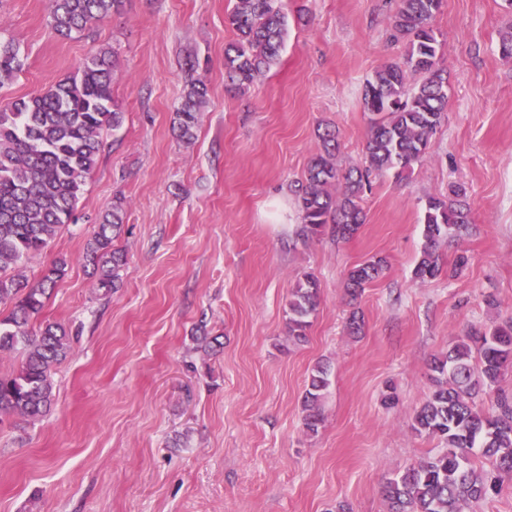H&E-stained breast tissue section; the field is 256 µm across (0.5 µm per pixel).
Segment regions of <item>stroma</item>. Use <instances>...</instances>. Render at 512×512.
I'll use <instances>...</instances> for the list:
<instances>
[{"label": "stroma", "instance_id": "35a3bbf8", "mask_svg": "<svg viewBox=\"0 0 512 512\" xmlns=\"http://www.w3.org/2000/svg\"><path fill=\"white\" fill-rule=\"evenodd\" d=\"M233 0H125L89 33L57 37L48 0H0V37L23 70L0 108L118 53L112 98L125 119L105 131L74 221L23 272L53 259L65 276L39 315L72 338L38 420L0 417V512H388L385 482L435 454L412 431L450 341L512 318V59L500 33L512 0H443L435 26L448 70L446 118L410 176L373 178L366 221L348 240L301 234L295 189L340 131L341 167L364 160L367 79L403 54L390 0H283L285 47L243 95L224 85ZM208 102L193 143L173 131L189 78ZM461 186L470 230L440 248L444 275L412 270L427 198ZM122 203L118 288L103 294L82 255L101 216ZM470 262L448 276L460 251ZM381 257L358 298L348 271ZM316 274L320 306L304 342L288 336V301ZM495 306H487L486 297ZM364 319L349 334L351 313ZM222 336L220 353L200 336ZM328 370L317 433L303 424L311 370ZM394 387L398 402L381 398Z\"/></svg>", "mask_w": 512, "mask_h": 512}]
</instances>
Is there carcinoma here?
I'll list each match as a JSON object with an SVG mask.
<instances>
[{
  "instance_id": "obj_1",
  "label": "carcinoma",
  "mask_w": 512,
  "mask_h": 512,
  "mask_svg": "<svg viewBox=\"0 0 512 512\" xmlns=\"http://www.w3.org/2000/svg\"><path fill=\"white\" fill-rule=\"evenodd\" d=\"M123 0H50L54 31L65 38L81 35L120 13ZM442 0H397L393 37L406 44L397 60L377 68L366 81L363 103L371 130L365 165L340 169L336 164L339 131L325 127L298 189L303 231L308 237L331 231L352 238L365 223L361 205L371 176L405 177L428 153L445 119L448 76L440 65L441 42L433 22ZM226 20L235 38L224 48V82L244 93L279 59L286 31L280 0H234ZM117 53L99 50L78 71L45 92L20 98L0 109V351L21 347L20 369L0 377V415L37 419L54 401L52 369L71 353L70 336L61 324L44 322L37 331L30 320L49 300L67 262L54 260L40 278L29 282L20 267L42 252L71 219L87 179L96 169L103 132L120 128L124 113L114 108L112 81ZM19 47L0 40V88L20 71ZM208 88L190 78L173 126L182 141L195 139L198 114ZM452 199L430 197L424 205L423 238L414 276L433 279L442 273L439 249L449 231L469 224V206L459 186ZM124 226L118 202L87 240L83 258L92 266L96 288H117L126 264L114 247ZM375 258L354 266L346 290L356 298L384 271ZM320 305L319 282L305 273L288 302V335L306 340L310 317ZM512 366V319L474 330L453 340L433 359L434 390L414 413L412 430L437 438L443 448L408 468L384 486L390 512H464L473 501L499 494L501 477L512 473V398L499 396L485 408L477 398L494 390ZM326 369L317 365L304 396V425L312 433L323 421L321 392Z\"/></svg>"
}]
</instances>
